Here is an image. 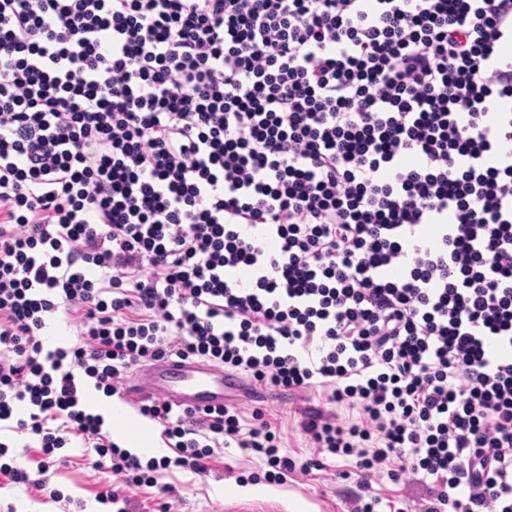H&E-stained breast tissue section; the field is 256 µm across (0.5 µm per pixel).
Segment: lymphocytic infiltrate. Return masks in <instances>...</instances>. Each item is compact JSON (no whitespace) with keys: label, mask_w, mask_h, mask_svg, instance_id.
Listing matches in <instances>:
<instances>
[{"label":"lymphocytic infiltrate","mask_w":512,"mask_h":512,"mask_svg":"<svg viewBox=\"0 0 512 512\" xmlns=\"http://www.w3.org/2000/svg\"><path fill=\"white\" fill-rule=\"evenodd\" d=\"M512 0H0V422L124 486L215 449L294 471L262 410L143 401L176 458L102 434L87 386L195 357L302 412L423 512H512ZM65 317L78 342L45 348Z\"/></svg>","instance_id":"f902f5d3"}]
</instances>
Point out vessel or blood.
Listing matches in <instances>:
<instances>
[{"label":"vessel or blood","instance_id":"obj_1","mask_svg":"<svg viewBox=\"0 0 512 512\" xmlns=\"http://www.w3.org/2000/svg\"><path fill=\"white\" fill-rule=\"evenodd\" d=\"M251 387L240 375L208 361L167 360L135 371L124 388L128 399L156 394L170 404L190 408H217L229 398L249 397Z\"/></svg>","mask_w":512,"mask_h":512}]
</instances>
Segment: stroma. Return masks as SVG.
<instances>
[{"label":"stroma","mask_w":512,"mask_h":512,"mask_svg":"<svg viewBox=\"0 0 512 512\" xmlns=\"http://www.w3.org/2000/svg\"><path fill=\"white\" fill-rule=\"evenodd\" d=\"M238 406L245 428L252 423V410L261 408L280 432L281 453L295 462V471L286 481L271 483L264 478L268 466L263 455L220 448L206 473L174 466L156 472L158 484L172 485L178 493L170 512H349L350 499L358 495L364 501H375V512H419L416 495L404 483L384 476L362 485L355 457L322 453L305 439L300 431V412L305 407H327L345 426L359 420L357 410L327 404L322 387L302 393L278 392L272 401L258 405L242 400ZM0 442L9 446L8 463L36 476L41 452L34 436L5 425L0 427ZM57 455L64 463L51 468L50 486L58 491V498L0 476V512H99L98 493L106 486H119V479L109 471L93 469V452L79 440H72ZM244 486L249 487V494H241Z\"/></svg>","instance_id":"obj_1"}]
</instances>
